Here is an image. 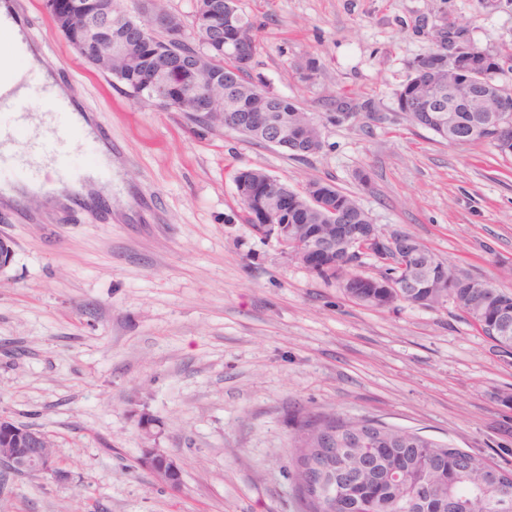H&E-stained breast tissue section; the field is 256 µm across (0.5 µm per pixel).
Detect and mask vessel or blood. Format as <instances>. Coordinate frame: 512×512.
Instances as JSON below:
<instances>
[{
  "label": "vessel or blood",
  "mask_w": 512,
  "mask_h": 512,
  "mask_svg": "<svg viewBox=\"0 0 512 512\" xmlns=\"http://www.w3.org/2000/svg\"><path fill=\"white\" fill-rule=\"evenodd\" d=\"M0 35L8 40L10 56L25 57L33 35L30 19L21 8L0 15ZM61 83V78L55 75L31 78L18 88H0L1 170L11 168L14 164L15 158L10 146L16 133L26 124V102L45 101L49 104L41 132L29 139L30 160L26 167L19 174L0 180V191H11L14 204H21L22 193L28 189L49 193L60 190L67 197L79 201L88 194L87 183L108 184L112 181L111 164L100 158L102 145L109 142L107 128L100 123L87 129L78 126L75 121V104L58 92ZM79 141L89 148L98 162L94 168L74 175L68 170L65 161Z\"/></svg>",
  "instance_id": "1"
}]
</instances>
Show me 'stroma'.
<instances>
[{"mask_svg": "<svg viewBox=\"0 0 512 512\" xmlns=\"http://www.w3.org/2000/svg\"><path fill=\"white\" fill-rule=\"evenodd\" d=\"M75 99L112 133L104 211L0 205V415L50 438L66 477L0 467V512H299L287 445L300 412L372 418L512 471V355L453 302L371 308L243 223L233 175L353 195L384 234L512 293V157L410 124L397 95L435 29L512 46V0H238L254 83L321 126L298 159L133 99L22 0ZM315 61L311 83L293 70ZM370 103L338 119L336 100ZM161 448L179 492L138 467Z\"/></svg>", "mask_w": 512, "mask_h": 512, "instance_id": "35a3bbf8", "label": "stroma"}]
</instances>
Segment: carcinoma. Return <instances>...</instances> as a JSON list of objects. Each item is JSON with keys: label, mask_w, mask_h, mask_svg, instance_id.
<instances>
[{"label": "carcinoma", "mask_w": 512, "mask_h": 512, "mask_svg": "<svg viewBox=\"0 0 512 512\" xmlns=\"http://www.w3.org/2000/svg\"><path fill=\"white\" fill-rule=\"evenodd\" d=\"M134 6L112 20V34L95 38L83 46L76 39L83 31V17L75 15L73 24L60 26L52 20L55 30L89 64L111 71L123 83L130 96L152 99L167 81V61L172 51H206L214 58L209 79L220 87L224 99V128L264 143L265 126L278 125L282 130L281 147L299 159L308 153L294 149L292 122L300 109L288 98L271 90L259 88L250 77V68L242 65L238 46L256 52L253 26L239 10L237 0H213L223 15L224 30L237 32L238 40L224 45L210 41L203 33L204 16L194 6L191 31L178 22L182 37L191 42H174L163 32H155L148 24V12L155 7L152 0H133ZM413 73L398 94V106L406 119L432 131L441 140L454 145L487 143L500 155L512 156V128L498 136L484 132L465 138L479 121L475 112L454 113V124L442 131L438 124L440 112L413 96L432 72L448 69V45L434 41L432 48L415 59ZM194 98L203 90L205 80L191 71L179 73ZM270 174L258 168H243L234 176L236 197L246 224L271 222L287 227L291 224H313L326 237L336 236L342 224L348 232H362L371 224L369 214L354 197L330 181L311 179L296 189L276 181L277 193L297 198L295 208L286 213L276 211L274 198L263 207L253 205L239 192L250 179H267ZM401 236L392 233L387 243L374 250L384 260V272L374 288H361L366 276L355 270L359 258L357 245L348 241L322 262L316 274L340 283L353 301L373 308H385L397 302L434 308L453 301L471 323H482L483 334L490 335L489 316L501 311L512 312V293L497 288L490 280L478 281L462 269L442 262L427 246H421L429 265L420 275L423 287L400 295L392 294L383 284L389 280L400 284L405 271L400 264H412L399 246ZM293 479L302 512H473V504L483 503L481 512H512V503L504 508L497 497L487 494L491 465L484 458L466 456V452L426 439L408 431L369 419H345L333 413L302 412L298 415L294 435L290 439ZM468 462H462L463 457ZM356 472L364 487L362 498L348 501L336 508L344 473Z\"/></svg>", "instance_id": "cac0c4a2"}]
</instances>
